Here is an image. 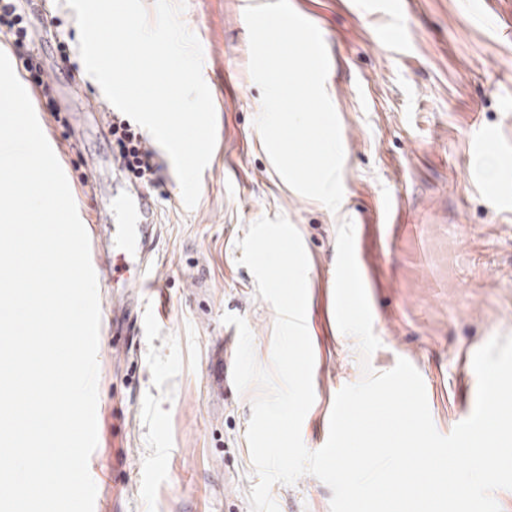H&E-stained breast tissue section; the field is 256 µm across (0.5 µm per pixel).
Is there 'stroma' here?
I'll use <instances>...</instances> for the list:
<instances>
[{"label":"stroma","instance_id":"obj_1","mask_svg":"<svg viewBox=\"0 0 512 512\" xmlns=\"http://www.w3.org/2000/svg\"><path fill=\"white\" fill-rule=\"evenodd\" d=\"M323 30L330 68L326 90L344 148L343 203L331 211L304 197L276 171L254 120L261 90L249 70L244 0H186L181 18L199 39L216 113V145L202 173L201 195L186 208L173 165L155 188L159 235L151 287H139L135 262L113 257L115 277L99 289L98 402L101 436L89 459L99 481L97 512H250L256 483L246 432L254 391L224 378L233 366L236 325L250 328L258 363L271 364L273 306L240 265L237 242L260 219L285 216L308 256L306 326L314 351L315 400L301 430L321 448L336 394L361 380L355 338L340 332L334 310L337 232L351 220L356 260L381 345L373 371L408 360L420 373L434 425L449 434L472 413L477 381L464 369L491 337L512 336V0H401L399 15L376 0H290ZM400 27L389 45L380 31ZM46 65L63 72L55 89L66 125L29 98L65 175L90 243L111 249L121 225L112 194L131 184L99 113L83 112L70 82L79 54ZM495 131L493 150L507 161L488 180L470 143ZM400 192L398 222L379 202ZM134 313L143 330L129 336L124 360L112 358V324ZM130 415L112 422L113 406ZM133 465V484L105 475ZM149 476L151 488L139 481ZM333 492L313 476L275 484L279 512H330Z\"/></svg>","mask_w":512,"mask_h":512}]
</instances>
